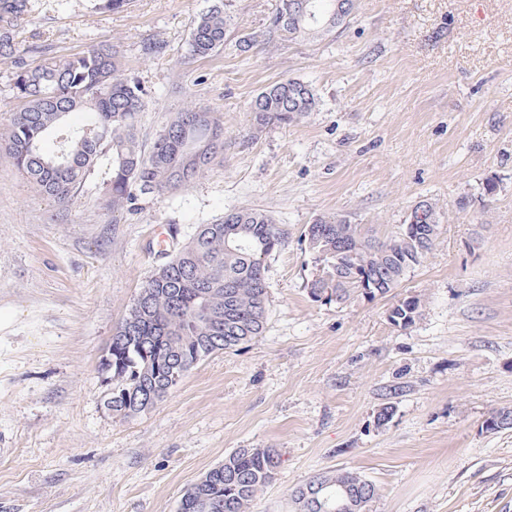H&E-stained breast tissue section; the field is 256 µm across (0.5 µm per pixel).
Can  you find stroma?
<instances>
[{"mask_svg":"<svg viewBox=\"0 0 512 512\" xmlns=\"http://www.w3.org/2000/svg\"><path fill=\"white\" fill-rule=\"evenodd\" d=\"M224 2L233 24L206 58L188 42L210 0H32L20 22L34 62L118 52L146 92L143 148L189 105L221 113L226 140L204 176L132 212L97 174L59 204L0 155V512H178L238 448L281 455L251 512H290L294 487L336 468L378 486L371 512H512V430L481 429L512 409V0H357L336 33L276 44L279 0ZM285 78L314 88V112L252 134V100ZM424 200L438 240L393 294L311 300L308 224L338 213L386 238ZM238 207L286 237L264 333L113 416L100 361L115 328L167 256ZM404 296L422 302L405 329L388 319Z\"/></svg>","mask_w":512,"mask_h":512,"instance_id":"stroma-1","label":"stroma"}]
</instances>
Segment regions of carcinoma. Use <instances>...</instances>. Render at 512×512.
<instances>
[{
  "instance_id": "carcinoma-1",
  "label": "carcinoma",
  "mask_w": 512,
  "mask_h": 512,
  "mask_svg": "<svg viewBox=\"0 0 512 512\" xmlns=\"http://www.w3.org/2000/svg\"><path fill=\"white\" fill-rule=\"evenodd\" d=\"M99 13L125 10L128 0H89ZM288 0H281L270 17L266 40L331 34L335 27L315 31L305 21H282ZM30 11V0H0V57L13 60V88L22 106L12 112L8 129L0 134L5 155L33 187L66 203L101 160L109 163L106 190L112 209H132L137 193H166L184 187L207 172L224 153V121L217 113L190 106L174 113L156 136L149 152L137 139L139 112L146 93L139 82L122 72L116 53L96 47L72 56L29 63L32 47L18 39L17 26ZM229 18L214 4L197 20L188 43L193 57H208L224 48ZM316 94L294 78L261 91L251 104L253 128L290 124L314 111ZM74 112L86 114L77 127ZM202 151L187 163L182 139ZM426 223L434 225L431 245L400 229L381 240L343 215L315 220L305 234L319 274L307 282L315 302H345L354 294L385 297L399 287L436 242L440 214L430 206ZM285 243L283 231L266 211L232 208L215 224L197 233L141 288L126 318L112 336V414L133 417L156 406L203 358L231 350L262 335L269 306L267 260ZM393 319L405 317L412 326L421 315L418 297L393 304ZM176 337L170 342L168 337ZM156 388L150 404L142 402L143 386ZM280 454L274 448H237L187 489L180 512H249L251 502L276 480ZM312 483L332 492L344 488L365 499L361 512H370L379 496L377 485L362 474L336 468L313 476ZM301 484L291 491L296 512H315Z\"/></svg>"
}]
</instances>
